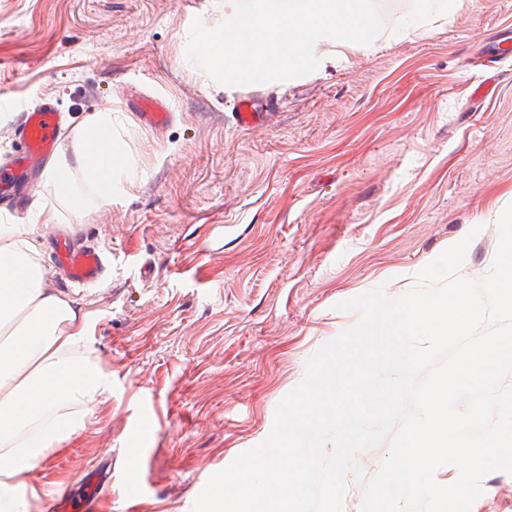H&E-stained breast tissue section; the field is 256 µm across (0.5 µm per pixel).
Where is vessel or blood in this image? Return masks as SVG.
Instances as JSON below:
<instances>
[{
	"mask_svg": "<svg viewBox=\"0 0 512 512\" xmlns=\"http://www.w3.org/2000/svg\"><path fill=\"white\" fill-rule=\"evenodd\" d=\"M138 120L147 127L158 129L171 119L172 112L165 99L144 96L135 103ZM61 114L51 103L26 113L16 133L22 140L20 150L0 160V195L10 194L30 186L55 152L60 134ZM58 265L70 283L94 285L106 272V257L102 249L83 244L76 236L53 231Z\"/></svg>",
	"mask_w": 512,
	"mask_h": 512,
	"instance_id": "1",
	"label": "vessel or blood"
}]
</instances>
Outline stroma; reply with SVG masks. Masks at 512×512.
<instances>
[{
    "mask_svg": "<svg viewBox=\"0 0 512 512\" xmlns=\"http://www.w3.org/2000/svg\"><path fill=\"white\" fill-rule=\"evenodd\" d=\"M373 49L286 82L204 85L181 37L208 0H0V156L23 112L52 102L69 149L111 111L137 175L71 212L47 181L22 204L46 285L68 298L84 351L109 379L77 428L24 480L28 512L81 498L112 471L94 512H192L209 478L269 435L277 404L323 344L355 326L339 302L397 297L471 237L462 277L484 279L512 204V0H376ZM252 93L265 117L238 126ZM167 99L160 130L139 94ZM68 225L102 247L105 280L51 274L44 234ZM393 439L356 457L344 512H359ZM471 512H512V474L481 482ZM135 113L144 126L154 129L165 126L172 116L170 106L165 99L149 95L135 102Z\"/></svg>",
    "mask_w": 512,
    "mask_h": 512,
    "instance_id": "obj_1",
    "label": "stroma"
}]
</instances>
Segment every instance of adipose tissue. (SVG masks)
<instances>
[{"label":"adipose tissue","mask_w":512,"mask_h":512,"mask_svg":"<svg viewBox=\"0 0 512 512\" xmlns=\"http://www.w3.org/2000/svg\"><path fill=\"white\" fill-rule=\"evenodd\" d=\"M110 141L105 157L86 145ZM133 176L111 113L76 128L47 179L72 210H82L81 186L111 198L114 173ZM23 224H0V512H27L16 491L23 475L75 430L74 417L108 387L106 376L80 354L83 330L67 299L46 288L44 271Z\"/></svg>","instance_id":"obj_1"}]
</instances>
